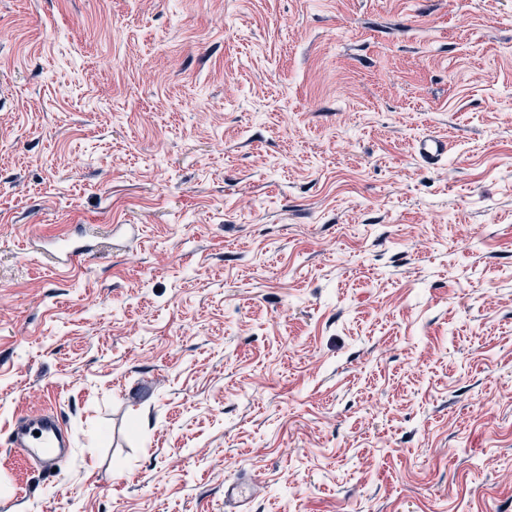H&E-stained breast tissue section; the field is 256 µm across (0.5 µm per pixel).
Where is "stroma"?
I'll use <instances>...</instances> for the list:
<instances>
[{
    "label": "stroma",
    "mask_w": 512,
    "mask_h": 512,
    "mask_svg": "<svg viewBox=\"0 0 512 512\" xmlns=\"http://www.w3.org/2000/svg\"><path fill=\"white\" fill-rule=\"evenodd\" d=\"M77 224L71 270L24 248ZM46 406L49 479L5 448ZM242 475L512 512V0H0V512ZM419 157L429 165H436L448 156V138L426 134L416 143Z\"/></svg>",
    "instance_id": "obj_1"
}]
</instances>
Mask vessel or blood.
Listing matches in <instances>:
<instances>
[{
    "mask_svg": "<svg viewBox=\"0 0 512 512\" xmlns=\"http://www.w3.org/2000/svg\"><path fill=\"white\" fill-rule=\"evenodd\" d=\"M419 157L427 164L435 165L448 155V140L445 137L427 134L416 143ZM28 250L52 260L60 269L72 266L91 254L94 239L87 229L63 238L36 237L26 243ZM11 448L20 450L25 458L48 473L58 471L68 455V439L60 416L42 409L15 421L8 435ZM253 495V486L243 479H236L224 487L225 503L243 508Z\"/></svg>",
    "mask_w": 512,
    "mask_h": 512,
    "instance_id": "1",
    "label": "vessel or blood"
}]
</instances>
